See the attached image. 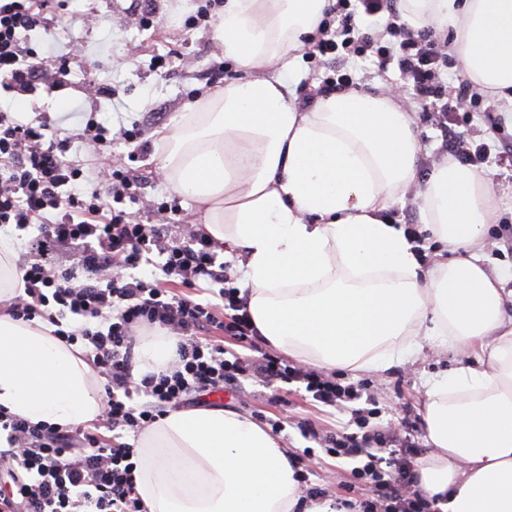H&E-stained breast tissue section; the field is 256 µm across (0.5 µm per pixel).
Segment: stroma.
Listing matches in <instances>:
<instances>
[{
  "label": "stroma",
  "mask_w": 512,
  "mask_h": 512,
  "mask_svg": "<svg viewBox=\"0 0 512 512\" xmlns=\"http://www.w3.org/2000/svg\"><path fill=\"white\" fill-rule=\"evenodd\" d=\"M134 3L135 0H69L70 10L92 13L100 17V24L69 33L53 25L49 30L39 29L30 34V45L37 50L46 40L58 42L69 61V88L52 94L41 90L20 102L5 95L0 97V107L24 113L31 120L42 112H67L79 105L84 111L96 113L100 121L139 129L136 145L121 140L112 144L113 159L133 162L146 178L141 202L127 204V211L139 215L145 206L173 200L182 209L180 217L184 224L196 231L203 228L205 214L188 197L176 196L172 183L163 178L160 133L173 127L175 118L186 111L192 100H205L213 90L250 78L251 73L225 58L214 30L185 25L184 20L191 12L186 0H154V17L149 25L142 24ZM160 56L166 59L162 68L155 65ZM93 79L108 84L113 99L89 98L86 88ZM412 117L414 131L423 146L417 165V181L422 184L443 158L442 138L430 114L413 111ZM448 120L464 134L480 131L489 145L512 142V129L505 125L493 97H484L465 110L449 113ZM478 170L491 185L498 206L482 252L512 289V245L495 237L499 225H512V167L491 160L480 164ZM472 359V354L448 345L427 343L409 361L391 369H339L335 375L342 383L361 385L374 398L377 413L370 421L371 427L388 430L403 421L410 423L412 445L403 449L402 454L418 465L430 451L423 420L426 380ZM193 405L235 411L267 429L274 422H281L283 430L278 437L291 455L299 459L302 494L314 491L355 504L371 498L368 484L352 476L351 460L331 457L323 448V436L343 429L349 414L322 412L312 405L302 384L282 383L269 389L249 383L244 391L204 395L194 400ZM303 423L314 426L316 437L301 435L299 426Z\"/></svg>",
  "instance_id": "stroma-1"
}]
</instances>
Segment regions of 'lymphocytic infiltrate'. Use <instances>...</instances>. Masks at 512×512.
Returning a JSON list of instances; mask_svg holds the SVG:
<instances>
[{"label": "lymphocytic infiltrate", "instance_id": "1", "mask_svg": "<svg viewBox=\"0 0 512 512\" xmlns=\"http://www.w3.org/2000/svg\"><path fill=\"white\" fill-rule=\"evenodd\" d=\"M379 19L365 32L358 17ZM340 39L327 37L332 18ZM53 20L71 30L89 24L87 14L66 11L64 0H0V90L29 96L38 89H67L70 71L54 42L37 52L27 32ZM321 55L331 56L341 73L320 93L339 92L353 81L343 71L350 57L376 58L381 69L396 68L401 91L422 111L431 112L440 131L448 129L440 63L448 42L435 29L402 22L398 0H335L318 26ZM65 115L26 122L0 110V229L36 227L19 265L23 294L0 308L18 321L41 317L56 327L63 343H83L92 369L106 380L104 420L111 437L84 428L32 425L0 410V512H147L135 489L136 451L122 433L153 425L168 409L193 395L254 381L265 386L304 384L315 405L347 412L356 432L326 436L328 453L355 460L354 476L371 478L380 494L363 512H435L418 487L412 462L383 470L385 447H408L403 430L368 428L358 403L361 389L340 386L332 376L265 352L247 312L248 300L229 286L227 265L211 238L194 234L168 243L179 208H151L149 223L122 210L140 195L145 180L132 169L112 166V143L133 142L131 130L87 120L81 137L96 149L95 160L68 158ZM180 280L184 296L166 284ZM74 321L63 330V317ZM177 336V358L168 371L134 379L137 334L143 328ZM229 336L235 352L212 342V331Z\"/></svg>", "mask_w": 512, "mask_h": 512}]
</instances>
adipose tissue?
Wrapping results in <instances>:
<instances>
[{"mask_svg": "<svg viewBox=\"0 0 512 512\" xmlns=\"http://www.w3.org/2000/svg\"><path fill=\"white\" fill-rule=\"evenodd\" d=\"M331 0H224L225 57L263 78L226 84L164 134L162 170L207 216L237 261L259 334L302 362L388 370L422 336L480 351L431 378L424 423L432 454L419 486L436 512H512V318L504 279L474 250L495 211L482 173L442 161L416 197L439 242L422 270L403 225L386 215L416 179L420 146L385 93L350 89L299 109L296 52ZM415 28L453 33L464 75L512 107V0H401ZM49 323L0 315V409L30 424L100 419L104 402L78 348ZM177 339L140 343L134 378L169 369ZM147 512H347L304 498L288 454L256 421L220 409L173 410L136 447Z\"/></svg>", "mask_w": 512, "mask_h": 512, "instance_id": "adipose-tissue-1", "label": "adipose tissue"}]
</instances>
